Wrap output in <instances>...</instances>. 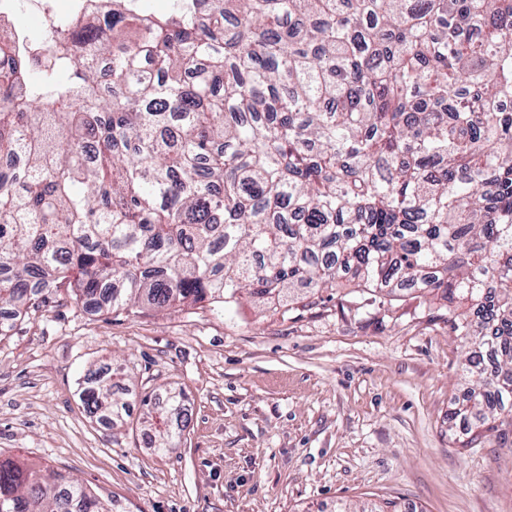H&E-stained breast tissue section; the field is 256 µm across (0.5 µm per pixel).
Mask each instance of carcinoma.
I'll use <instances>...</instances> for the list:
<instances>
[{"instance_id":"cac0c4a2","label":"carcinoma","mask_w":512,"mask_h":512,"mask_svg":"<svg viewBox=\"0 0 512 512\" xmlns=\"http://www.w3.org/2000/svg\"><path fill=\"white\" fill-rule=\"evenodd\" d=\"M44 41L0 38V337L64 294L222 315L427 288L475 348L462 445L512 425V0H103ZM123 376L87 370L89 414L122 419ZM0 512L110 510L0 457Z\"/></svg>"}]
</instances>
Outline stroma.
I'll use <instances>...</instances> for the list:
<instances>
[{
  "label": "stroma",
  "instance_id": "1",
  "mask_svg": "<svg viewBox=\"0 0 512 512\" xmlns=\"http://www.w3.org/2000/svg\"><path fill=\"white\" fill-rule=\"evenodd\" d=\"M430 291L340 288L282 313L248 298L138 316L62 296L0 338V456L62 470L112 512H512V426L461 447L448 414L467 348ZM120 364L126 422L79 399ZM184 398L158 455L140 394Z\"/></svg>",
  "mask_w": 512,
  "mask_h": 512
}]
</instances>
